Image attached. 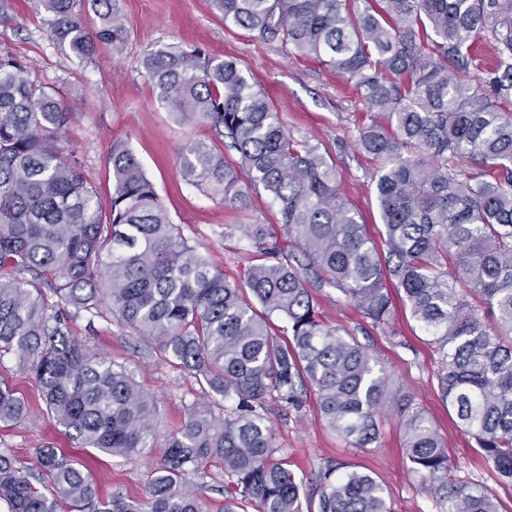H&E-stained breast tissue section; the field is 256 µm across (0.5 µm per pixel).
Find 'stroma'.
Segmentation results:
<instances>
[{"instance_id": "obj_1", "label": "stroma", "mask_w": 512, "mask_h": 512, "mask_svg": "<svg viewBox=\"0 0 512 512\" xmlns=\"http://www.w3.org/2000/svg\"><path fill=\"white\" fill-rule=\"evenodd\" d=\"M11 5L7 20L0 22V52L20 57L30 64L33 80L61 91L73 114L62 138L76 149L101 203H108L112 194L108 164L112 145L122 140L142 164L172 222L229 281L245 283L260 257L242 225H266L280 242H287L279 207L264 191L251 192L246 210L240 211L210 199L181 177L184 145L208 138L209 132L195 123L176 121L144 78L141 62L148 49L191 44L212 57L238 62L248 79L272 100L288 133L317 146L335 165L345 198L369 235L381 239L384 227L375 187L378 163L358 145L361 129L376 118L377 111L362 100L353 83L317 59L295 55L281 42L259 40L256 33L224 22L209 0H118L127 31L122 53L103 50L83 62L51 39L49 16L36 8L34 0H11ZM316 297L323 320L341 334L355 336L384 368L396 401L408 398L433 419L448 450L453 478L485 489L498 499L502 512H512V482L483 463L474 441L456 414L449 412L436 377L440 355L405 305L396 303L390 326L376 327L336 289L322 288ZM70 329L85 348L134 371L139 385L158 401L162 434L178 430L186 406L201 400L193 377L165 362L149 341L136 337L119 321H92L80 315L72 319ZM0 380L32 407L26 422L0 428V448L15 450L28 465L34 449L57 448L84 465L101 496L119 492L131 499L144 498L147 476L161 448L125 460L77 447L41 408L34 380L19 370L13 358L0 359ZM267 417L280 457L300 479H310L333 464L343 472L371 474L382 484L391 512H443L439 497L427 492L423 476L403 452L404 417L396 402L379 415V437L365 448L350 446L330 430L320 420L311 394L301 412L274 402Z\"/></svg>"}]
</instances>
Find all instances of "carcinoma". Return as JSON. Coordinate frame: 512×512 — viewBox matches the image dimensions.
<instances>
[{"label":"carcinoma","instance_id":"cac0c4a2","mask_svg":"<svg viewBox=\"0 0 512 512\" xmlns=\"http://www.w3.org/2000/svg\"><path fill=\"white\" fill-rule=\"evenodd\" d=\"M35 3L51 16L52 39L77 58L121 51L116 0ZM211 5L224 22L316 58L377 110L359 146L380 162L386 252L341 193L336 167L285 131L235 60L179 45L148 50L142 67L170 112L211 132L185 147L183 179L241 211L258 188L279 206L296 251L265 225H245L264 256L245 290L182 236L124 141L112 144V197L102 212L61 143L71 112L31 79L25 61L0 54V360L11 356L35 381L73 442L112 457L155 447L159 407L129 367L70 338L74 316L118 317L207 397L186 408L144 499L100 496L82 465L53 448L36 449L32 468L5 448L0 504L6 512H211L208 487L192 477L217 459L227 478L218 512H302L301 483L287 461L273 460L268 403L299 412L310 390L338 436L358 448L375 441L389 377L355 337L324 322L313 290L334 287L387 326L390 282L442 355V399L483 461L512 481V0ZM87 8L98 18L92 31ZM488 34L496 63L472 73L471 47ZM274 316L283 322L278 335ZM401 411L406 456L446 512H500L487 492L448 477L430 417L407 404ZM29 412L0 380V426ZM314 483L310 512H391L368 473L328 465Z\"/></svg>","mask_w":512,"mask_h":512}]
</instances>
